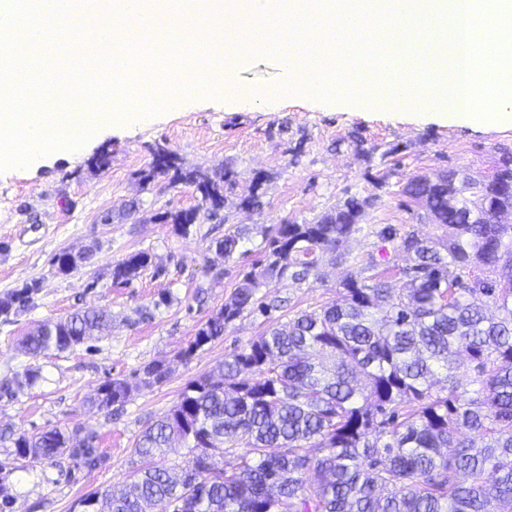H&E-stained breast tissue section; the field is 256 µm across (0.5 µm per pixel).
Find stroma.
<instances>
[{"mask_svg":"<svg viewBox=\"0 0 512 512\" xmlns=\"http://www.w3.org/2000/svg\"><path fill=\"white\" fill-rule=\"evenodd\" d=\"M237 78L271 91V98L232 108L220 97L183 100L155 122L101 133L76 155L51 154L0 172V298L35 288L28 310L0 315V380L29 367L39 372L33 385L0 394V428L91 432L105 457L94 471L67 455L52 463L17 461L0 480L13 501L10 512H75L78 499L94 490L122 489L140 465L132 453L137 437L178 402L189 381L217 375L225 358L271 326L338 299L346 273L380 251L388 253L382 266L389 282L402 285L403 254L396 244H381L369 227L445 234L404 194L410 176L456 169L484 178L512 154V126L488 129L333 107L296 94L274 97L285 78L269 53L246 63ZM159 144L183 169L230 171L233 186L216 218L199 217L185 233L165 221V214L198 209L202 202L195 185L163 174L143 181ZM100 155L104 164L93 165ZM256 185L263 207L251 210L242 200ZM352 195L373 204L343 247L345 261L334 264L322 254L318 277L267 281L256 296L278 299L280 307L264 316L243 313L190 361L177 359L231 297L241 271L265 264L264 230L317 221ZM107 212L111 223H101ZM229 233L238 234L239 243L225 258L215 245ZM63 251L91 258L63 275L52 264ZM137 252L148 253V267L130 282L114 279V266ZM83 307L111 312L103 336L65 352L24 353V336ZM161 359L171 363L167 379L143 386L144 368ZM110 379L129 383L128 401L109 411L92 408L90 398Z\"/></svg>","mask_w":512,"mask_h":512,"instance_id":"1","label":"stroma"}]
</instances>
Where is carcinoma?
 I'll return each instance as SVG.
<instances>
[{
	"label": "carcinoma",
	"instance_id": "carcinoma-1",
	"mask_svg": "<svg viewBox=\"0 0 512 512\" xmlns=\"http://www.w3.org/2000/svg\"><path fill=\"white\" fill-rule=\"evenodd\" d=\"M143 175L171 174L196 185L207 216L224 207L232 180L182 169L166 146H155ZM405 194L425 209L446 238L425 240L392 226L372 230L395 241L412 264L394 290L373 261L354 267L340 283L341 299L302 312L224 360L218 382L187 383L180 400L138 437L134 454L144 465L120 493L93 492L81 512H151L165 501L173 512H512V157L487 182L465 173L415 175ZM370 205L347 198L312 224H281L269 238L267 264L245 272L230 302L177 353L188 360L197 348L224 334L246 310L274 307L256 298L261 281H302L319 276L315 249L331 258L359 230ZM90 258L55 256L66 274ZM149 255L128 256L113 269L126 281L147 267ZM461 275L448 279V267ZM474 266L497 271L495 280L464 273ZM33 288L0 299V315L23 307ZM498 315H486V301ZM112 315L89 307L47 321L26 337L33 357L72 349L106 329ZM162 361L144 368L142 384L163 382ZM26 369L3 389L32 385ZM128 384L113 379L92 401L99 410L124 404ZM92 434L82 443L58 428L29 433L0 429L10 447L0 471L18 459L52 461L67 453L94 470L103 463ZM181 440L196 455L198 482L157 459ZM241 449L229 468L216 454Z\"/></svg>",
	"mask_w": 512,
	"mask_h": 512
}]
</instances>
